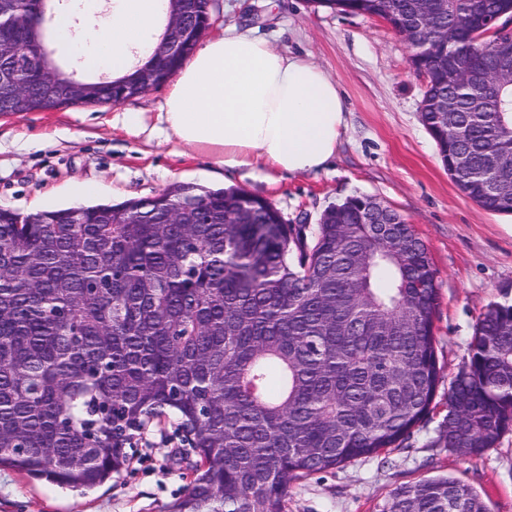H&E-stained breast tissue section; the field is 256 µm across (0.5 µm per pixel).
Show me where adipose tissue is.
I'll use <instances>...</instances> for the list:
<instances>
[{"label":"adipose tissue","mask_w":512,"mask_h":512,"mask_svg":"<svg viewBox=\"0 0 512 512\" xmlns=\"http://www.w3.org/2000/svg\"><path fill=\"white\" fill-rule=\"evenodd\" d=\"M80 2V14L44 22L65 54L116 76L151 54L162 31V0ZM114 122L136 136L176 138L227 168L307 174L335 157L346 107L335 80L310 57L232 26L198 45L155 120L120 112Z\"/></svg>","instance_id":"adipose-tissue-1"}]
</instances>
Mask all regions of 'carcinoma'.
Instances as JSON below:
<instances>
[{"instance_id":"carcinoma-1","label":"carcinoma","mask_w":512,"mask_h":512,"mask_svg":"<svg viewBox=\"0 0 512 512\" xmlns=\"http://www.w3.org/2000/svg\"><path fill=\"white\" fill-rule=\"evenodd\" d=\"M377 17L426 44L422 122L459 191L512 214V86L476 77L497 56L476 35L512 0H309ZM32 0H0L9 31L38 32ZM192 29L208 0H184ZM141 65L169 81L194 52ZM37 62L19 77L68 105L66 78ZM124 76L96 104L118 103ZM451 103L448 130L438 105ZM30 111L0 85V115ZM371 196L324 210L314 235L238 187L176 183L153 198L22 215L0 208V465L91 488L120 473L127 446L162 417L197 455L170 512H284L299 478L379 457L430 416L442 368L435 349L436 270L412 226ZM188 224H171L173 210ZM232 214L242 224H226ZM512 430V304L480 316L467 361L448 384L440 438L480 457ZM387 512H487L448 476L395 489Z\"/></svg>"}]
</instances>
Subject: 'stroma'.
<instances>
[{"label":"stroma","mask_w":512,"mask_h":512,"mask_svg":"<svg viewBox=\"0 0 512 512\" xmlns=\"http://www.w3.org/2000/svg\"><path fill=\"white\" fill-rule=\"evenodd\" d=\"M213 23L237 24L276 47L308 54L336 81L347 127L335 157L302 175L229 169L177 140L136 136L116 112H155L160 86L120 106L75 104L0 116V207L21 214L72 206L70 189L96 183V202L152 197L174 183L236 186L272 202L291 224L316 227L323 210L353 195L374 197L412 224L437 272L436 351L443 369L436 407L403 447L294 481L285 512H383L400 486L438 475L472 487L489 512H512V432L478 458L449 450L439 433L448 380L467 358L474 326L493 302L512 301V215L483 210L444 168L420 119L424 75L408 43L384 21L313 7L309 0H210ZM126 470L81 492L0 467V512H167L196 461L177 422L141 434Z\"/></svg>","instance_id":"35a3bbf8"}]
</instances>
